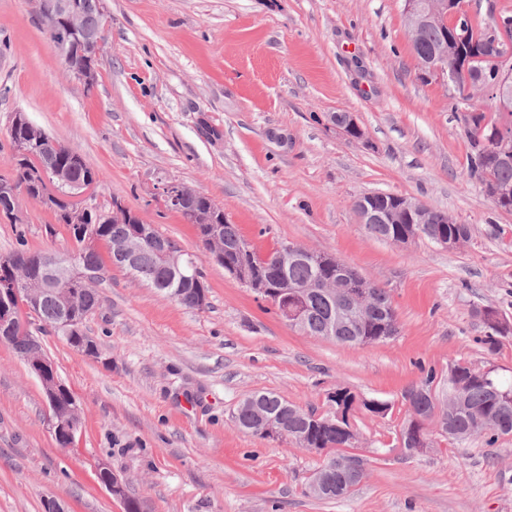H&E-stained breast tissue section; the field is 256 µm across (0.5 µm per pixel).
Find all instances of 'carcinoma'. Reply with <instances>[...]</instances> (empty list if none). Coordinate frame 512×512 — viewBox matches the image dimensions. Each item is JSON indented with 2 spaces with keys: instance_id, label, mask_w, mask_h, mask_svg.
<instances>
[{
  "instance_id": "1",
  "label": "carcinoma",
  "mask_w": 512,
  "mask_h": 512,
  "mask_svg": "<svg viewBox=\"0 0 512 512\" xmlns=\"http://www.w3.org/2000/svg\"><path fill=\"white\" fill-rule=\"evenodd\" d=\"M85 30L98 31L103 17L97 9L96 0H84ZM448 44V54H453L454 30L440 23L432 24L420 34L413 46L417 60L430 57L443 44ZM499 125L512 129V111H496L486 125L479 123L466 128L469 144V174L482 185L489 188L512 187V156L497 159L484 158L478 154V147L490 133V128ZM45 156L54 164L65 169L71 183L92 184L99 182V173L90 167L81 154L74 148L59 141L50 142L45 148ZM0 181L15 183L18 193L31 195L36 188L34 161L28 158L15 162L9 176L0 175ZM62 199L49 205L59 223L66 226L75 242L71 254L76 256L88 269L103 272L104 261L96 244L104 242L109 249L113 265L128 271L131 275L151 287L166 294L181 306L191 310H203L208 302L200 301L198 291L190 289L183 277L172 273L164 266L154 245L145 241L133 260H120L116 256V245L131 234L133 225L126 222L124 215L113 214L112 220L101 223V213L96 209L79 210L78 204H72L65 196L70 192L69 186L58 187ZM175 210L184 219L195 225L198 238L205 251H210L208 234L210 225L223 226L224 246L232 247L243 244L246 248L244 257L233 253H224V263L239 264L246 262L256 275L254 287L275 286V283L288 284V288L311 285L330 273L331 255L313 251L315 258L297 254L288 259L283 266L279 254L285 244L261 254L244 238L237 225L224 217V210L209 197L182 186L179 203ZM409 224H367L365 229L372 236L380 239L390 234L394 238L409 230ZM20 248L0 256V283L14 279H24L27 273L45 268L49 254L33 252L26 248L24 236H19ZM21 254L27 259V267L17 266L11 258ZM81 289L78 296L79 308L73 315L76 330L66 338L67 344L76 351L83 348L90 336L84 330V321L102 306L103 297L97 288H84L80 281H74ZM372 313L359 319L351 309L340 311L336 300L332 299L322 287L311 289L305 295V312L303 323L298 329L308 336L324 338L328 328L338 316H343L334 341L347 346H357L393 339L399 333V322L387 292L370 282L367 288ZM39 323V330L44 334L64 335L60 323L59 306L55 298L45 299L41 309L34 317ZM448 397L433 403L420 398L411 404L408 418L400 430L399 444L402 448H429L433 440L427 429L435 424L439 435L460 443L478 438L485 439L489 446L497 443L499 438L512 436V385L503 383L491 369L481 374V369L466 363L455 362L448 365ZM354 395L345 389L336 391L331 400L332 411L318 418L314 413L290 403L271 392H256L243 399L234 413L237 426L253 435H262V418L273 420L288 432V441L299 448H328L326 461L315 472L322 478L323 491L314 494L322 500H338L347 497L360 483L352 479L345 471L336 468V449L354 447V434L349 431L348 418H337L338 411H346Z\"/></svg>"
}]
</instances>
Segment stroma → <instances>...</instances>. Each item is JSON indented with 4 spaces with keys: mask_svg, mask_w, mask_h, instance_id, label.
<instances>
[{
    "mask_svg": "<svg viewBox=\"0 0 512 512\" xmlns=\"http://www.w3.org/2000/svg\"><path fill=\"white\" fill-rule=\"evenodd\" d=\"M403 0H104L111 18L91 89L64 71L34 0H0V175L7 135L25 113L101 174L80 205L120 201L196 255L204 310L186 309L110 265L84 328L101 356L62 337L41 342L81 408L73 443L51 431L41 384L0 344V512H123L98 479L108 465L149 512H512V438L494 446L441 437L397 452L404 391L450 363L512 382V213L468 170L462 112L444 81L423 79ZM355 114L365 137L329 124ZM179 182L223 208L262 253L294 243L332 254L385 288L394 339L345 346L288 325L202 255L194 225L164 200ZM412 195L470 225L444 249L371 236L353 207L367 192ZM0 215V254L19 242L70 250L69 233L22 196ZM506 325L495 350L479 309ZM346 388L387 402L356 411L365 477L341 500L306 492L323 455L242 431L233 414L255 391L328 411Z\"/></svg>",
    "mask_w": 512,
    "mask_h": 512,
    "instance_id": "obj_1",
    "label": "stroma"
}]
</instances>
